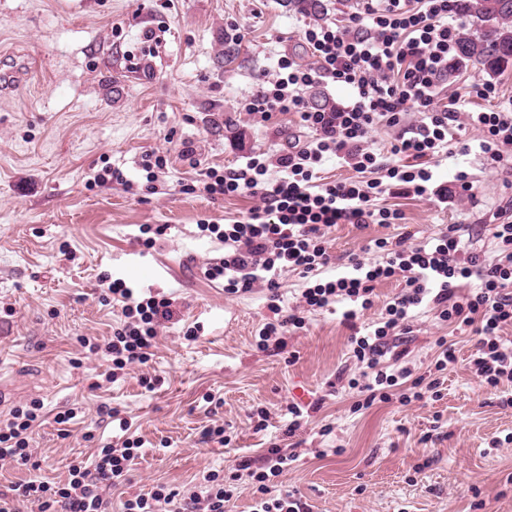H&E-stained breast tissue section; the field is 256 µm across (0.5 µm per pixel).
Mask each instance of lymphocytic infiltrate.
<instances>
[{"instance_id": "lymphocytic-infiltrate-1", "label": "lymphocytic infiltrate", "mask_w": 512, "mask_h": 512, "mask_svg": "<svg viewBox=\"0 0 512 512\" xmlns=\"http://www.w3.org/2000/svg\"><path fill=\"white\" fill-rule=\"evenodd\" d=\"M363 2V11L352 14L349 25L305 28L302 38L311 51L310 61L280 57L273 77L263 78L262 91L243 103L244 112L263 122L277 112L296 113L313 138L290 146L273 161L259 153L237 169H207L199 182L200 192L215 197L247 191L259 203L247 220L201 225V232L215 235L224 244L223 257L207 263L204 275L223 280L231 293L266 282L272 317L255 341L262 352L284 350L289 329L303 328L306 313L335 304L344 307L343 323L355 326L375 305L376 282L401 277L404 286L386 304L382 321L350 338L360 367L359 377L348 381L362 395L356 409L394 399L407 405L437 396L439 374L457 361L447 337L435 341L432 373L416 375L402 364L408 354L404 343L411 313L424 304L432 306L440 320L473 335L474 350L467 365L482 386L496 390L511 385L512 350L500 336L503 327L512 325L511 198L502 201L494 215L493 236L498 244L494 261L466 250L459 224L416 244L404 236L377 238L373 246L385 252V261L372 265L351 256L349 270L305 288L296 308L286 312L278 303L276 277L282 270L306 277L329 267L332 256L326 233L330 228L339 224L385 227L403 220L400 210L379 206L381 196L389 193L442 203L451 199L459 205L472 199L473 187L465 173L457 174L458 189L453 192L423 166V159L476 151L490 167L512 169V97L501 98L495 83L476 80L467 94L454 92L448 104L437 103L438 81L454 62L467 31L457 0ZM318 82L346 88L348 103L332 112L309 107L303 92ZM470 95L495 99L496 104L485 111L468 109ZM408 112L420 113L421 119L410 135H399L391 146L392 154L405 156V163L382 162L369 146L371 131L380 124L398 126ZM453 130H472L476 136L457 147L449 137ZM331 157L349 164L357 179L317 183L321 166ZM273 166L282 175L271 183L266 175ZM471 278L475 287L457 296V289ZM99 286L121 302L124 322L105 343L88 338L84 344L91 352L109 357L110 376L115 379L150 360L161 322L170 315L171 301L151 293L135 295L122 280L106 276ZM388 356L398 362L396 371H387L384 359ZM43 420L39 401L15 407L0 424V460L27 463L29 441ZM119 427L121 437L98 449L91 465L73 466L66 483L54 487L30 480L0 490V512H20L24 501L38 503L39 512H106L103 489L124 481L143 445L141 439L127 437V420H120ZM288 461L287 449L274 443L260 458L238 463L230 478L247 476L256 489L253 512H305L304 503L294 494L269 495L270 483L284 473ZM224 480L219 474L205 473L199 490L186 496L159 487L125 500L124 512H224L225 502L233 496Z\"/></svg>"}]
</instances>
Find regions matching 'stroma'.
Masks as SVG:
<instances>
[{
  "instance_id": "35a3bbf8",
  "label": "stroma",
  "mask_w": 512,
  "mask_h": 512,
  "mask_svg": "<svg viewBox=\"0 0 512 512\" xmlns=\"http://www.w3.org/2000/svg\"><path fill=\"white\" fill-rule=\"evenodd\" d=\"M323 4L316 18L295 0H0V381L13 388L0 421L33 400L46 412L30 443L34 466L0 463V487L62 481L70 464L92 463L121 434L106 414L112 408L144 446L123 493L108 492L109 512H122L124 495L159 485L190 493L203 472L229 471L272 442L296 456L278 490L298 492L309 512H512V443L504 441L512 386L482 388L467 367L472 341L432 307L414 313L408 361L427 371L434 340L454 343L458 361L441 399L355 414L356 391L336 380L358 372L339 313H308L285 352L262 353L254 338L270 315L266 284L228 294L223 280L202 274L224 245L200 225L244 219L257 203L246 192H197L205 169L239 168L248 156L273 158L312 138L296 114L260 122L241 106L281 55L309 60L304 28L344 24L359 7ZM223 33L239 44L224 64ZM186 144L194 157L183 156ZM152 151L168 166L151 186L142 158ZM107 165L132 189L90 184ZM460 169L474 187L466 207L382 196L404 222L332 227L337 264L361 253L382 261L369 240L417 242L449 224L465 225L464 241L495 259L493 215L512 196V174L472 154L434 161L443 182ZM145 225L165 228L147 251L136 242ZM105 274L173 300L151 360L113 383L108 362L80 343L107 339L123 321L120 302L101 296ZM196 326L200 336L189 339ZM144 376L158 377L154 391L142 387ZM318 399L321 411L289 433L288 403ZM70 408L76 417L60 432L54 417ZM260 409L268 421L258 432L250 417ZM216 426L230 430L228 445L206 437Z\"/></svg>"
}]
</instances>
